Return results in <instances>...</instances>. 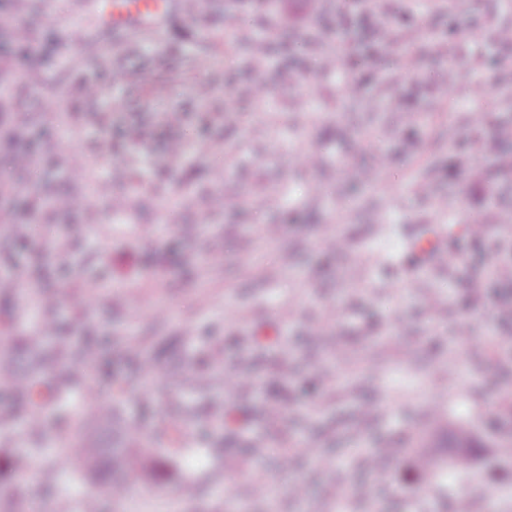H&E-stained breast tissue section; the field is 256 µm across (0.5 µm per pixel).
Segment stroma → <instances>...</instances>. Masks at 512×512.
<instances>
[{
  "mask_svg": "<svg viewBox=\"0 0 512 512\" xmlns=\"http://www.w3.org/2000/svg\"><path fill=\"white\" fill-rule=\"evenodd\" d=\"M33 34L28 65L0 45V216L36 221L23 290L0 291L8 334L0 365L62 381L55 344L32 349L28 328L57 319L56 334L92 353L104 381L99 402L81 406L69 385L45 409L39 433L0 385V499L16 512H448L467 494L474 512H512V459L497 448L512 430V286L496 268L512 259V188L489 157L471 151L496 135L498 102L512 47L487 65L461 53L456 82L436 42L455 46L473 24L512 23V0H209L164 28L111 34L92 58L102 27L91 0H0ZM395 22L419 64L390 78L376 28ZM272 28L275 65L253 97L244 38ZM368 49L353 69L358 104L314 76L325 33ZM207 55L201 69L193 59ZM39 85H29V68ZM105 79L87 106L86 70ZM487 86L473 100V80ZM65 106L44 114L50 97ZM483 114L481 129L450 113ZM112 138V158L97 138ZM39 156L31 170L18 153ZM83 178H74L75 160ZM433 165L427 194L413 190ZM487 220L470 246L466 220ZM335 235L347 247L331 252ZM470 323L479 341L460 347ZM157 367L139 380L126 346ZM233 369L256 388L226 392ZM478 442L474 464H445L422 479L417 453L443 455L451 430ZM126 448V493L88 484L63 466L60 439ZM309 447L300 467L280 448ZM393 448L381 480L366 450ZM266 471L271 493L249 480Z\"/></svg>",
  "mask_w": 512,
  "mask_h": 512,
  "instance_id": "obj_1",
  "label": "stroma"
}]
</instances>
